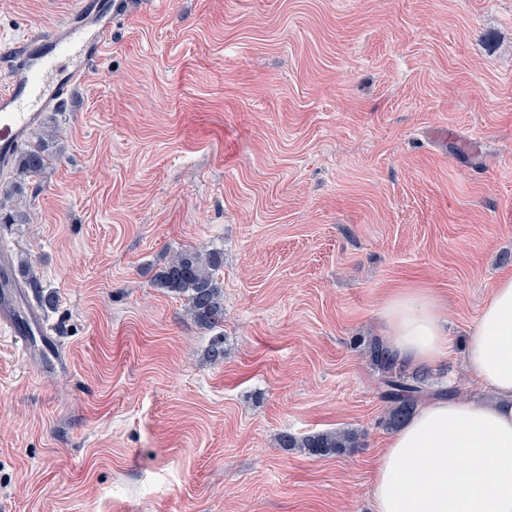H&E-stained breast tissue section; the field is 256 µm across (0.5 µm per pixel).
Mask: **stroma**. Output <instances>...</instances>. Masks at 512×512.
Wrapping results in <instances>:
<instances>
[{
	"instance_id": "1",
	"label": "stroma",
	"mask_w": 512,
	"mask_h": 512,
	"mask_svg": "<svg viewBox=\"0 0 512 512\" xmlns=\"http://www.w3.org/2000/svg\"><path fill=\"white\" fill-rule=\"evenodd\" d=\"M76 2L0 0V46ZM47 131L43 174L0 171L29 214L0 244L63 365L0 333V512H373L361 343L396 288L441 298L431 381L475 394L512 273V0H135ZM189 247L223 255L211 329L152 285ZM343 428L364 447L277 445ZM278 447L284 451H297L308 457H340L354 448H361V435L353 430L319 431L304 436L283 432L278 436Z\"/></svg>"
}]
</instances>
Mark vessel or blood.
<instances>
[{
	"label": "vessel or blood",
	"mask_w": 512,
	"mask_h": 512,
	"mask_svg": "<svg viewBox=\"0 0 512 512\" xmlns=\"http://www.w3.org/2000/svg\"><path fill=\"white\" fill-rule=\"evenodd\" d=\"M131 5L132 0H77L72 13L47 34L0 47V59L8 65V79L0 86V166L11 162L42 113L67 101L101 60L113 20ZM22 283L9 252L0 248V332L38 334L44 345H52L46 316Z\"/></svg>",
	"instance_id": "obj_1"
}]
</instances>
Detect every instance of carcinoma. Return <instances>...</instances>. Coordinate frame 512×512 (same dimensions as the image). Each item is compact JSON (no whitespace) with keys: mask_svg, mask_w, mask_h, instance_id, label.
I'll return each mask as SVG.
<instances>
[{"mask_svg":"<svg viewBox=\"0 0 512 512\" xmlns=\"http://www.w3.org/2000/svg\"><path fill=\"white\" fill-rule=\"evenodd\" d=\"M45 146L26 149L18 158V169L27 175L40 173L47 165ZM223 265L219 252L203 253L188 248L173 254L154 277L153 286L177 292L187 298L189 312L203 328H214L224 321L222 290L216 272ZM364 353L379 374L377 393L383 402L382 426L396 430L411 416L420 403L433 395H450V390L431 392L429 373L419 368L412 373L403 369L397 355L377 339L365 344ZM362 446L361 435L353 430L319 431L304 436L283 432L278 447L297 451L308 457H340Z\"/></svg>","mask_w":512,"mask_h":512,"instance_id":"1","label":"carcinoma"}]
</instances>
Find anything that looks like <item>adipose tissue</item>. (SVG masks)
<instances>
[{
    "mask_svg": "<svg viewBox=\"0 0 512 512\" xmlns=\"http://www.w3.org/2000/svg\"><path fill=\"white\" fill-rule=\"evenodd\" d=\"M381 316L401 361L444 357L435 296L395 291ZM465 362L478 396L425 402L388 438L371 471L374 512H512V274L483 301Z\"/></svg>",
    "mask_w": 512,
    "mask_h": 512,
    "instance_id": "obj_1",
    "label": "adipose tissue"
}]
</instances>
